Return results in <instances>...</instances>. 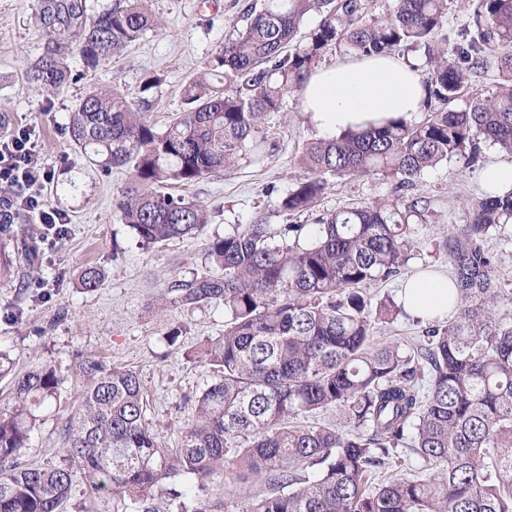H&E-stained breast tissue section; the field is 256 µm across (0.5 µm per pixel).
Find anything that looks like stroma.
Returning a JSON list of instances; mask_svg holds the SVG:
<instances>
[{"label":"stroma","mask_w":512,"mask_h":512,"mask_svg":"<svg viewBox=\"0 0 512 512\" xmlns=\"http://www.w3.org/2000/svg\"><path fill=\"white\" fill-rule=\"evenodd\" d=\"M264 0H151L162 22L115 62L87 69L82 56L72 53L71 79L56 89L31 82L27 73L41 56L46 39L36 20V0H0V136L24 126L35 127L38 153L50 174L43 187L47 204L63 213L66 235L58 243H40V227L22 211L16 212L15 236L9 254L24 245L39 247L34 267L0 276V350L13 361L14 372L39 363L54 365L69 375L83 356L96 355L135 370L149 398L147 417L160 442L176 447L190 411L189 400L214 373L199 360L206 340L224 332V308H159L161 288L174 279H189L205 266L206 247L231 225L257 218L282 224L279 195L298 172L302 147L318 135L296 95H288L280 111L266 124L267 149L251 162L212 174L181 187L186 198L208 209V222L196 234L152 248L140 246L122 224L113 198L130 181L125 168L108 166L94 147L78 148L68 134L75 104L90 88L120 85L129 99L149 95L150 118L157 130L184 108L182 89L200 74L207 58L224 44L242 14ZM160 83L144 90L147 74ZM484 189L481 172L458 160L430 170L415 190L426 202L425 221L417 225V244L405 269L413 275L423 267L448 271L442 242L450 229L469 220V199ZM394 182L382 177L336 180L319 210L328 212L344 202H373L392 197ZM98 267L103 283L95 291L80 285L87 266ZM184 325L176 344L162 332L167 325ZM73 399L63 385L60 403L51 405L33 431L25 456L35 463L58 461L59 433Z\"/></svg>","instance_id":"obj_1"}]
</instances>
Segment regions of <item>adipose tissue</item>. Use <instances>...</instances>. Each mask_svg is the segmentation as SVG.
<instances>
[{"label": "adipose tissue", "instance_id": "adipose-tissue-1", "mask_svg": "<svg viewBox=\"0 0 512 512\" xmlns=\"http://www.w3.org/2000/svg\"><path fill=\"white\" fill-rule=\"evenodd\" d=\"M423 68L393 55L347 57L316 68L296 95L321 137L331 138L389 120L413 121L424 97ZM405 308L420 317L448 314V278L412 276L402 292Z\"/></svg>", "mask_w": 512, "mask_h": 512}]
</instances>
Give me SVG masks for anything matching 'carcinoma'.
Returning <instances> with one entry per match:
<instances>
[{"instance_id": "carcinoma-1", "label": "carcinoma", "mask_w": 512, "mask_h": 512, "mask_svg": "<svg viewBox=\"0 0 512 512\" xmlns=\"http://www.w3.org/2000/svg\"><path fill=\"white\" fill-rule=\"evenodd\" d=\"M472 21L443 33L447 0H268L205 62L183 93L186 109L163 131L153 103L115 85L92 89L69 126L131 182L113 200L140 243L198 232L204 205L172 192L232 167L266 147L270 114L328 52L348 56L413 51L425 59L421 122L390 121L319 139L299 156L280 196L288 218L317 210L331 180L398 178L392 201L345 203L314 224H234L207 248L220 275L173 280L160 305H224V334L199 359L215 379L194 398L180 447L165 448L147 418L138 374L95 356L75 365L76 403L60 431L56 464L22 459L43 409L63 384L55 366L11 375L14 404L0 411V512H61L79 483L106 491L129 512H156L154 489L171 484L175 512H512V301L501 286L490 232L512 224V191L485 193L470 220L448 232V319L432 318L414 343H377L365 287L402 275L424 221L409 195L423 173L453 158L484 166L483 146L512 155V0H471ZM319 22L305 28L308 17ZM46 37L28 77L58 88L73 51L96 69L159 27L149 0H126L98 16L88 0H37ZM493 57L500 82L465 96L469 75ZM93 291L100 270L85 268ZM330 407L336 423L302 425ZM414 456L421 467H400ZM217 470L224 498L190 495ZM262 482L268 493L241 495Z\"/></svg>"}]
</instances>
